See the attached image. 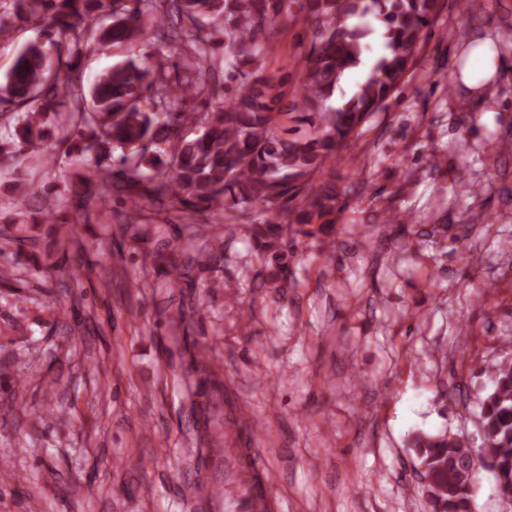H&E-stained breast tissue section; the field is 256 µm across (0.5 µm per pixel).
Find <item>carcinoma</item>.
<instances>
[{
	"label": "carcinoma",
	"instance_id": "carcinoma-1",
	"mask_svg": "<svg viewBox=\"0 0 512 512\" xmlns=\"http://www.w3.org/2000/svg\"><path fill=\"white\" fill-rule=\"evenodd\" d=\"M444 0H0V39L42 22L40 38L25 44L0 84V112L12 115L0 137V163L53 160L46 141L67 146L83 161L74 196L96 194L164 207L182 222L179 237L198 265L224 257L217 220H236L268 264L269 279L288 277L289 244L335 232L339 199L334 162L400 86ZM108 17L112 23L101 24ZM303 19L311 49L298 68L295 91L263 74L265 58L288 24ZM176 42L189 26L184 80L170 83L159 55L128 58L86 87L81 63L93 44L133 51L145 44L146 21ZM380 26L382 47L363 62L364 40ZM220 50V56L214 51ZM224 65V100L203 111L187 103L205 97L206 74ZM365 65L362 81L338 100L345 72ZM6 242L21 241L40 224L31 203L42 198L31 180L16 190ZM211 234L198 243L203 229ZM192 373L211 374L192 343ZM492 388L480 400L482 458L496 466L499 494L512 500V360L485 366ZM434 475L423 488L427 512H472L481 469L466 468L471 446L451 432L418 433L411 441Z\"/></svg>",
	"mask_w": 512,
	"mask_h": 512
}]
</instances>
